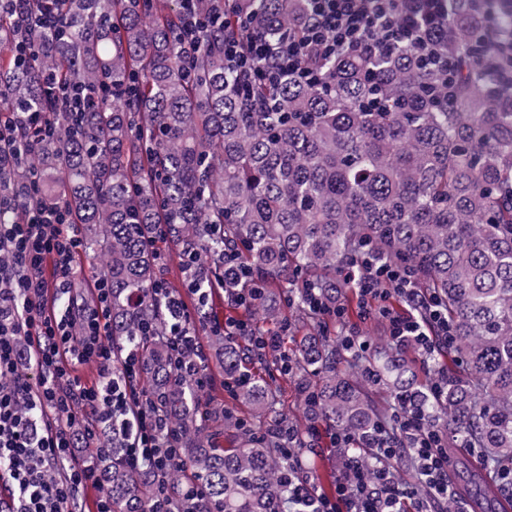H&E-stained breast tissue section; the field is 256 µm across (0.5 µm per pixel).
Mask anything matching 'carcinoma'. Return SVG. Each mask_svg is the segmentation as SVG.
<instances>
[{"label": "carcinoma", "mask_w": 512, "mask_h": 512, "mask_svg": "<svg viewBox=\"0 0 512 512\" xmlns=\"http://www.w3.org/2000/svg\"><path fill=\"white\" fill-rule=\"evenodd\" d=\"M181 2L69 0L62 28L40 32L22 66L11 54L15 31L0 19L1 111H46L47 69L96 97L83 117L53 113L56 132L5 166L0 195L18 193L31 171L50 183L42 201L69 211L83 254L111 284L116 362L139 355L148 394L180 434L181 466L154 477L134 471L126 435L104 427L107 451L93 460L112 512H149L159 483L180 512H279L288 502L290 460L256 431L277 420L269 386L253 377L234 387L252 414L227 420L237 444L225 448L207 441L195 386L170 368L168 317L154 292L156 224L167 225L182 262L188 252L207 256L202 290L224 283L231 245L250 281L228 287L263 288L254 316L277 319V286L291 296L294 321L322 328L291 353L308 424L363 442L384 421L382 390L419 405L427 425L447 431L448 447L478 448L488 467L512 471V86L486 76L499 55L489 39H512V26L494 22L512 19V0H452L433 37L454 63L450 74L405 46L314 58L327 75L315 85L257 79L245 91L224 64V34L298 39L306 0H224L227 28L203 32L190 62ZM363 251L413 268L417 286L447 310L457 369L432 357L431 373L448 374L440 399L403 349L386 339L382 357L354 355L308 309L311 288L331 307L356 298L341 270ZM210 345L225 377L245 371L238 342L213 336Z\"/></svg>", "instance_id": "1"}]
</instances>
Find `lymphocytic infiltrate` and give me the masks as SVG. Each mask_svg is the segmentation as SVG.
<instances>
[{"label":"lymphocytic infiltrate","mask_w":512,"mask_h":512,"mask_svg":"<svg viewBox=\"0 0 512 512\" xmlns=\"http://www.w3.org/2000/svg\"><path fill=\"white\" fill-rule=\"evenodd\" d=\"M41 12L20 14L12 0H0V14L12 21L18 39L16 58L27 56L34 36L43 26L59 21L65 0H38ZM301 40L271 41L253 37L241 47L233 37L224 39V60L242 78L260 74L270 83L288 75L315 84L321 72L311 57L342 55L382 46L390 51L400 45L416 49L432 66L446 70L447 60L435 52L428 31L440 13H447L448 0H309ZM219 9L200 13L196 0H183L179 19L182 53L191 56L199 45V31L219 23ZM44 112L0 113V162L20 158L25 144L52 132ZM25 200H0V207L20 212L19 220L0 224V251L12 258L0 270V302L13 309L0 320V479L9 481L15 495L10 512H78L82 488L100 483L98 472L79 463L74 432L94 440V426L112 422L129 432L130 462L152 471L171 468L180 458L176 434L167 419L150 404L140 385L138 358L125 357L113 368L109 334L111 288L96 277V303L75 305L67 311L49 305L73 290L78 260L83 252L76 225L57 205H42L37 181H30ZM362 274L357 292L361 318L376 317L396 345H411L424 355L447 350L451 328L435 296L416 285L405 268L380 263L372 256L360 260ZM170 320L169 346L176 375H192L205 384L202 329L186 312L183 300L165 293ZM212 333L244 336L251 352L273 359L283 374L292 367L279 332H265L244 320H231L211 327ZM28 352H21L20 342ZM28 359L31 373L18 372L21 359ZM95 363L100 379L87 385L76 374L79 367ZM420 410L400 403L388 426L379 427L368 439L376 463L363 467L357 454L348 458L347 472L331 494L318 493L301 458L295 457L301 436L294 429L282 434L285 453L294 457L288 471V512H442L453 492L448 481V437L426 427ZM410 456L416 480L400 481L394 463ZM62 467L64 475L46 480L48 466Z\"/></svg>","instance_id":"1"}]
</instances>
